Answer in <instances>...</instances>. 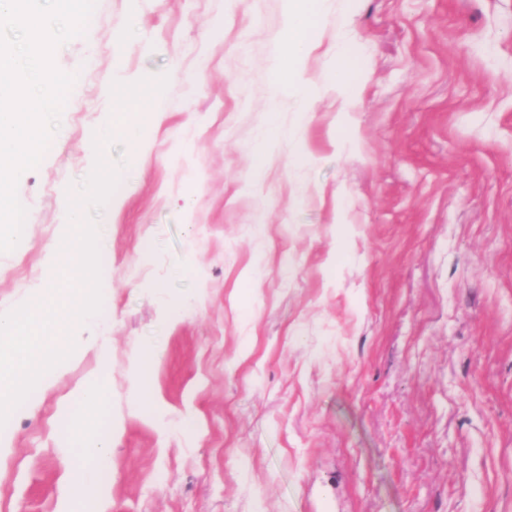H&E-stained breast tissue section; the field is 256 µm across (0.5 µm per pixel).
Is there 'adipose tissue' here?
Wrapping results in <instances>:
<instances>
[{
    "label": "adipose tissue",
    "instance_id": "obj_1",
    "mask_svg": "<svg viewBox=\"0 0 512 512\" xmlns=\"http://www.w3.org/2000/svg\"><path fill=\"white\" fill-rule=\"evenodd\" d=\"M329 0H286L287 35L280 51L274 52L268 59L269 68L278 74H285L289 85L301 101H308L313 94V88L304 80L299 72L301 63L309 45L312 34V21L315 16L328 10ZM110 441L99 442L93 448H86L81 433H74L68 448L63 449V461H70L78 451L88 450L95 457L96 469L80 471L71 481L66 504L61 512H72L71 505L88 490L97 485L99 466L105 465L108 458Z\"/></svg>",
    "mask_w": 512,
    "mask_h": 512
}]
</instances>
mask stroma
Returning <instances> with one entry per match:
<instances>
[{"label":"stroma","instance_id":"stroma-1","mask_svg":"<svg viewBox=\"0 0 512 512\" xmlns=\"http://www.w3.org/2000/svg\"><path fill=\"white\" fill-rule=\"evenodd\" d=\"M94 15L54 53L76 81L18 182L26 234L0 254V310L58 277L112 82L167 75L165 101L108 151L109 350L74 327L71 357L10 415L0 512H58L69 412L97 381L82 431L112 448L92 512H512V0H331L305 108L266 64L283 0ZM340 51L360 88L346 108L325 79ZM270 125L298 137L259 142ZM103 389L98 384L84 388L79 396L80 411L76 417L84 424H91L98 419L102 408Z\"/></svg>","mask_w":512,"mask_h":512}]
</instances>
